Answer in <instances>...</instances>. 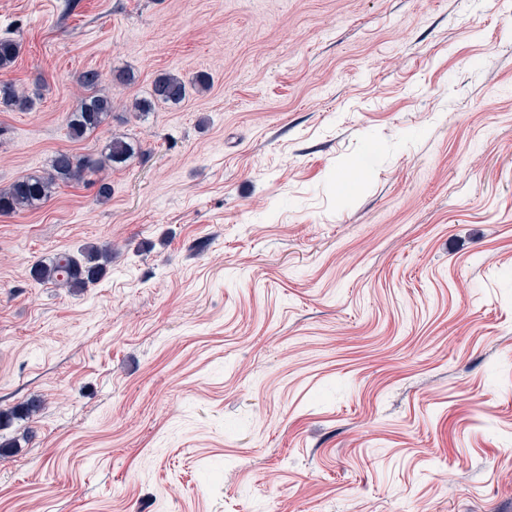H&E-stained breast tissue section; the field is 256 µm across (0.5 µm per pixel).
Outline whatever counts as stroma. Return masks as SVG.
Segmentation results:
<instances>
[{
  "instance_id": "stroma-1",
  "label": "stroma",
  "mask_w": 512,
  "mask_h": 512,
  "mask_svg": "<svg viewBox=\"0 0 512 512\" xmlns=\"http://www.w3.org/2000/svg\"><path fill=\"white\" fill-rule=\"evenodd\" d=\"M512 0H0V512H512ZM128 68L74 140L85 70ZM212 86L139 120L154 79ZM109 244L70 292L35 265ZM18 53V42L10 38L0 39V104L20 108L29 104V98L12 80L3 77L13 65ZM112 116V100L96 90L65 118L71 139H81L97 131ZM133 139L114 134L97 155L77 156L68 150L56 151L49 168L12 182L0 189V214H20L32 211L50 201L61 186L91 180L106 169L125 164L139 150Z\"/></svg>"
}]
</instances>
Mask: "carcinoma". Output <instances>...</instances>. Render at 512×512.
Listing matches in <instances>:
<instances>
[{"mask_svg": "<svg viewBox=\"0 0 512 512\" xmlns=\"http://www.w3.org/2000/svg\"><path fill=\"white\" fill-rule=\"evenodd\" d=\"M19 53V44L13 39H0V104L25 107L29 98L16 84L4 78ZM78 81L89 92L80 105L68 113L65 121L72 139H81L97 131L112 116V100L95 89L103 81V75L96 70L80 73ZM198 93L210 89V77L199 73L190 80L167 72L155 78L149 98L135 100L128 108L132 116L138 118L153 110L156 104L178 105L188 95V88ZM139 150L133 139L114 134L103 151L97 155L77 156L67 150L55 152L49 168L24 176L0 189V214H20L32 211L50 201L61 186L91 180L106 169H114L125 164ZM82 259L68 252L60 253L52 261L37 265L33 270L35 279L54 284L61 288L78 291L101 279L112 263V246L86 245L81 249ZM42 408V401L33 398L22 407L10 411H0V425L22 414L29 418Z\"/></svg>", "mask_w": 512, "mask_h": 512, "instance_id": "carcinoma-1", "label": "carcinoma"}]
</instances>
